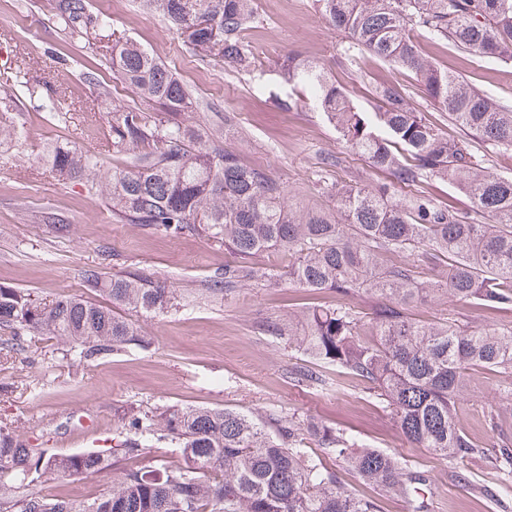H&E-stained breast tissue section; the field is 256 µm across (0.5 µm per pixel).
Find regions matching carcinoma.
Here are the masks:
<instances>
[{
  "mask_svg": "<svg viewBox=\"0 0 512 512\" xmlns=\"http://www.w3.org/2000/svg\"><path fill=\"white\" fill-rule=\"evenodd\" d=\"M330 27L347 38L343 55L369 54L415 73L424 97L459 130L449 135L420 112L395 83L372 86L373 112H362L323 63L288 56L279 69L294 96L308 92L338 139L390 176L387 183H324V207H309L262 167L222 146L228 114L189 121L185 85L131 39L112 40V74L148 105H112L109 138L123 165L105 176L97 161L66 146L44 147L46 171L57 181L84 177L118 224H137L171 239L203 236L233 254L202 287L178 293L138 274H82L84 287L107 297L103 305L76 297L41 302L0 285V352L26 360L25 337L49 336L66 346L72 363L90 364L128 347L145 348L137 317L205 302L267 276L261 256L288 260V284L336 302L314 304L286 318L256 325L290 352L336 368L388 408L406 441L428 448L448 468L484 454L457 422L469 372L486 369L512 380V325H460L448 312L433 323L411 317L430 298L451 307L473 303L512 308V178L486 165L485 150L512 153V109L464 78L423 57L427 35L475 56L512 63V0H317ZM176 29L203 62L230 71L263 63L244 43L257 23L255 0H143ZM61 31L83 40L106 33L108 18L86 0H53ZM13 90L0 94V141L17 139ZM441 180L469 197L462 212L423 184ZM365 292L369 309L353 305ZM294 381L325 384L322 373L292 367ZM497 435L488 456L499 488L512 494V438L501 414L484 415ZM117 443L103 451L49 454L0 429V512H379L370 498L349 494L335 465L307 450L323 449L364 484L408 498L413 512L426 482L399 455L311 417L271 415L206 406L136 410L115 426ZM112 469V485L91 501L42 494L46 475L79 477Z\"/></svg>",
  "mask_w": 512,
  "mask_h": 512,
  "instance_id": "cac0c4a2",
  "label": "carcinoma"
}]
</instances>
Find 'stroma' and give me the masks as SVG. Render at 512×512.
Listing matches in <instances>:
<instances>
[{"label": "stroma", "instance_id": "stroma-1", "mask_svg": "<svg viewBox=\"0 0 512 512\" xmlns=\"http://www.w3.org/2000/svg\"><path fill=\"white\" fill-rule=\"evenodd\" d=\"M106 14L116 34L138 41L193 92L196 112H228L236 123L223 137L248 164L264 166L288 191L312 206L324 205L318 191L324 179L361 184L378 173L362 157L345 154L340 169L322 170L324 155L343 152L335 129L309 101L289 111L277 98L291 88L276 64L291 52L329 66L363 111L373 109L369 86L398 82L414 95L417 110L447 125L442 112L418 97L417 81L386 62L362 55L341 60L346 43L321 15L316 0H258L260 23L245 42L264 61L261 69L231 72L197 60L161 16L140 0H88ZM0 41L26 61L27 87L14 106L20 132L17 146L0 152V284L51 299L62 294L88 296L82 272L103 265L111 274L135 272L177 289L194 287L228 262L224 249L203 237L171 239L151 229L119 224L104 202L91 196L82 178L58 182L39 156L45 144L68 143L91 154L100 169L115 167L108 143L112 101L137 103L128 85L115 79L112 52L91 33L70 42L56 27L50 0H0ZM421 52L441 68L462 76L483 94L512 105V64L481 60L445 41L424 37ZM65 93L66 108L49 112L52 88ZM95 109V127L87 125ZM64 215L70 231L59 234L43 216ZM334 302L331 293L312 295L287 282L258 284L205 305L186 306L163 316L140 318L150 344L130 348L104 361L71 366L56 340H28L27 360L0 359V425L57 454L104 450L112 446L119 417L134 409L161 411L171 406L205 405L242 412L260 411L285 419L312 417L353 431L371 446L398 453L405 467L423 472L424 512H512V497L499 494L485 457L451 470L432 452L411 447L392 414L350 378L328 370L326 386L294 382L288 371L305 364L254 324L313 301ZM504 382L487 371L470 376L458 424L483 448L496 437L483 426L487 409L499 406ZM111 478L90 474L78 479H49L44 494L86 500L97 496Z\"/></svg>", "mask_w": 512, "mask_h": 512}]
</instances>
